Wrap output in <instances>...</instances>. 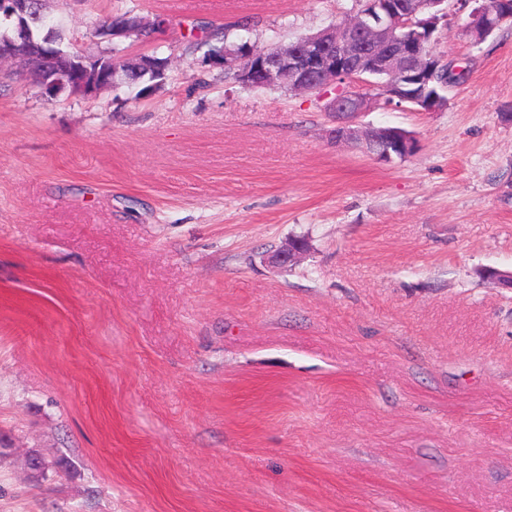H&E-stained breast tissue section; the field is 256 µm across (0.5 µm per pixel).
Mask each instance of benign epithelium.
<instances>
[{
    "mask_svg": "<svg viewBox=\"0 0 512 512\" xmlns=\"http://www.w3.org/2000/svg\"><path fill=\"white\" fill-rule=\"evenodd\" d=\"M31 0H0L8 7L5 17L13 20L11 31L0 35V64L20 61L25 67L33 63L43 66L36 88L41 96L56 99L66 85L81 90L88 97L112 86L122 73L119 63L104 70L91 69L86 54L80 50H64L53 41L54 20L47 19L48 30L38 37L25 17ZM446 0H414L402 4L399 0H366L353 18L331 26L328 32L302 37L283 50L252 51L240 55H224V69L235 73L236 80L250 86L259 83L267 88H288L290 91L319 93L331 84L336 95L328 110L336 113V129L332 138L356 145L366 154L382 162L405 159L417 150L414 136L397 127L382 128L381 138H375V128H355L354 116L367 111L375 102L368 92L350 88L348 78L370 70L386 77L380 84L382 96L388 102H409L406 81L414 75L432 80L436 69L432 61L439 57L424 55L419 47L403 35L410 27L416 30L418 41L426 40L422 33L439 20L437 7ZM470 9L466 30L480 25L484 35L512 22V10L489 9L485 0H460ZM133 34L128 17H109L95 29V36L104 42L128 39ZM304 244L286 242L270 256V262L281 268L296 263Z\"/></svg>",
    "mask_w": 512,
    "mask_h": 512,
    "instance_id": "obj_1",
    "label": "benign epithelium"
}]
</instances>
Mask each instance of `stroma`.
Masks as SVG:
<instances>
[{
    "label": "stroma",
    "mask_w": 512,
    "mask_h": 512,
    "mask_svg": "<svg viewBox=\"0 0 512 512\" xmlns=\"http://www.w3.org/2000/svg\"><path fill=\"white\" fill-rule=\"evenodd\" d=\"M359 7L44 0L89 52L112 11L168 18V78L51 101L0 64V512H512V291L476 274L512 270V25L476 44L450 7L447 106L355 118L416 137L389 163L331 138L333 88H247L187 42ZM303 250L304 244L300 241L286 242L273 252L270 262L281 268L291 266L300 259Z\"/></svg>",
    "instance_id": "stroma-1"
}]
</instances>
